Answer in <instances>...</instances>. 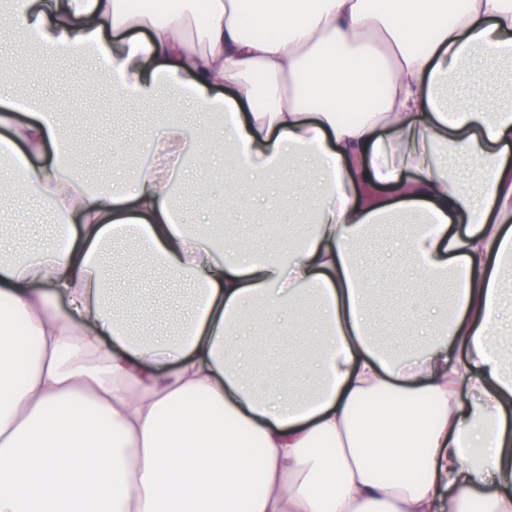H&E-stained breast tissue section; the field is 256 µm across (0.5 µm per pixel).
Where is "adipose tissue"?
<instances>
[{
  "label": "adipose tissue",
  "mask_w": 512,
  "mask_h": 512,
  "mask_svg": "<svg viewBox=\"0 0 512 512\" xmlns=\"http://www.w3.org/2000/svg\"><path fill=\"white\" fill-rule=\"evenodd\" d=\"M42 58L82 57L114 103L173 98L133 184L68 176L67 132L0 64V141L57 216L0 251V512H512V0H5ZM231 145L220 203L267 173L310 235L261 251L181 223L172 193ZM251 185L246 197L237 183ZM456 304L391 351L357 262L379 225ZM190 285L139 323L112 255ZM292 309L275 335L241 316Z\"/></svg>",
  "instance_id": "ef3b65f1"
}]
</instances>
